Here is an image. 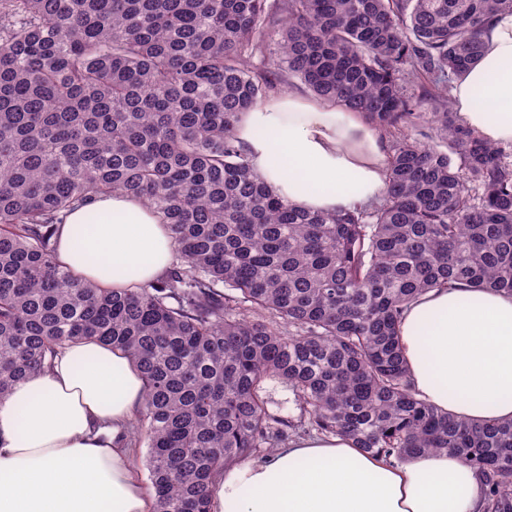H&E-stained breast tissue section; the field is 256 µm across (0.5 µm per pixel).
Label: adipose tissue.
I'll use <instances>...</instances> for the list:
<instances>
[{
    "instance_id": "1",
    "label": "adipose tissue",
    "mask_w": 512,
    "mask_h": 512,
    "mask_svg": "<svg viewBox=\"0 0 512 512\" xmlns=\"http://www.w3.org/2000/svg\"><path fill=\"white\" fill-rule=\"evenodd\" d=\"M484 51L450 93L466 125L512 143V13L493 18ZM239 140L260 177L302 209L367 205L385 190L380 134L359 113L293 94L243 113ZM103 214L85 247L73 231ZM176 257L168 225L140 198L93 197L61 226L57 260L104 288L147 285ZM418 397L470 422L512 420V294L434 288L399 327ZM145 380L123 352L68 344L47 369L0 401V512H153L127 428ZM480 477L456 455L424 452L386 463L347 438L313 434L219 472L211 512H483Z\"/></svg>"
}]
</instances>
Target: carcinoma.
Returning <instances> with one entry per match:
<instances>
[{
  "mask_svg": "<svg viewBox=\"0 0 512 512\" xmlns=\"http://www.w3.org/2000/svg\"><path fill=\"white\" fill-rule=\"evenodd\" d=\"M502 12L512 0H0V400L94 338L147 381L154 512H210L216 474L301 430L389 461L450 452L487 512H512V421L417 398L399 342L433 288L512 294V161L449 96ZM291 80L387 141L377 202L303 210L254 171L237 123ZM117 192L174 235L153 285L102 288L56 261L67 214ZM268 379L299 419L268 411Z\"/></svg>",
  "mask_w": 512,
  "mask_h": 512,
  "instance_id": "carcinoma-1",
  "label": "carcinoma"
}]
</instances>
